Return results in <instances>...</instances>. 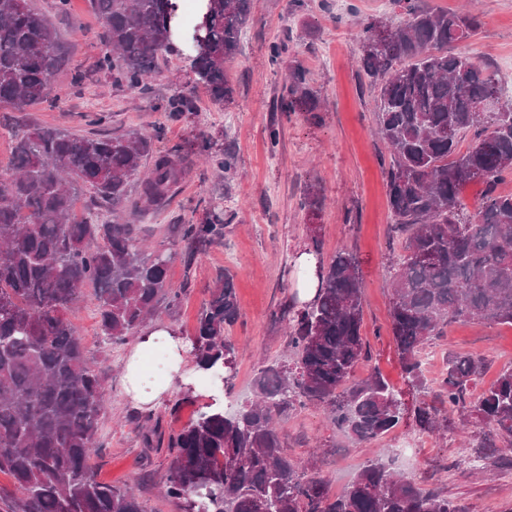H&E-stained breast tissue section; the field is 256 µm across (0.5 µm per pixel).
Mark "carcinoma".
<instances>
[{
    "mask_svg": "<svg viewBox=\"0 0 512 512\" xmlns=\"http://www.w3.org/2000/svg\"><path fill=\"white\" fill-rule=\"evenodd\" d=\"M102 21L99 68L112 84H145L171 45L177 0H91ZM405 15L393 38L372 45L375 21L360 35V68L376 91L378 135L390 162L387 195L394 229L404 236L388 283L391 332L399 364L420 400L416 426L427 434L460 431L448 417L475 419L465 460L472 473L512 470V367L482 391L486 359L448 354L436 386L424 376L426 346L456 322L512 327V194L499 185L512 174V99L497 74L452 47L476 34L483 14L425 9L394 0ZM250 0H207L187 36L198 81L220 104L233 94L224 62L238 52ZM69 56L49 20L31 0H0V103L22 109L51 98ZM497 98L496 112L478 106ZM283 112H319L307 70L289 69ZM12 157L0 169V473L17 495L4 512H147L131 489L96 480L90 459L99 448L106 410L101 370L89 358L70 318L82 289L94 288L99 335L127 343L163 304L171 254L151 250L137 225L121 218L167 204L186 174L179 157L156 154L153 135L138 130L101 135L53 127L7 129ZM207 161L230 174L229 151ZM138 193L130 199V186ZM483 190L471 211L463 192ZM91 191L83 221L72 216L75 194ZM224 239V218L181 224L172 245L191 270L201 247ZM317 298L285 304L286 365L262 364L252 398L232 413L207 410L179 431L160 436L170 464L162 481L174 512H466L444 493L395 471L388 449L363 466L339 493L329 480L285 451L277 422L315 404L330 424L357 442L378 441L407 412L403 393L378 370L358 382L354 367L369 358L362 334L363 276L346 250L320 264ZM239 316L233 280L209 289L190 338L196 364L235 376L234 346L224 333Z\"/></svg>",
    "mask_w": 512,
    "mask_h": 512,
    "instance_id": "1",
    "label": "carcinoma"
}]
</instances>
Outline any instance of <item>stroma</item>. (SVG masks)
Instances as JSON below:
<instances>
[{
    "instance_id": "obj_1",
    "label": "stroma",
    "mask_w": 512,
    "mask_h": 512,
    "mask_svg": "<svg viewBox=\"0 0 512 512\" xmlns=\"http://www.w3.org/2000/svg\"><path fill=\"white\" fill-rule=\"evenodd\" d=\"M65 42L70 66L54 80L56 99L23 110L0 104V165L11 157L8 127L41 123L76 133L131 129L158 131L156 151L177 153L191 166L174 196L159 212L138 217L151 244L168 245L178 225L199 223L208 211L224 214V239L201 249L193 275H186L181 256L169 263L171 288L179 302L164 309L160 320L182 337L195 333L208 288L231 274L239 303V317L226 335L235 346L236 376L224 402L239 405L251 396L252 380L261 360H287L285 323L281 305L300 286L297 253L311 245L309 214L304 206L308 186H318L325 198L317 222L322 257L339 250L353 253L361 264L363 333L372 359L357 364L354 380L379 369L395 388L404 379L390 333L391 262L402 251V237L392 229L386 194L388 151L375 134L374 92L359 70V33L367 19L386 18L398 25L403 16L392 0H251V18L239 52L225 65L234 88L233 100L216 104L198 83L186 50H168L158 59L156 74L136 90L114 86L97 66L103 47L100 19L89 0H73L59 12L56 0H32ZM485 16L480 33L460 48L477 65H491L502 80L512 79V0H477ZM285 45L279 63L269 59V47ZM309 71L322 110L282 112L276 107L289 67ZM190 96L193 111L180 119L167 112L171 98ZM279 131L271 143L270 128ZM215 148L231 147L236 169L219 176L200 163L202 138ZM72 319L79 327L90 357L99 364L109 398L102 420L101 448L92 459L101 482L135 487L147 512H172L158 492L169 457L149 447L142 421L152 420L162 434L180 430L210 402L200 378L191 386L174 380L160 405L146 410L125 392L122 366L129 346L111 348L97 334L95 307L79 301ZM437 354L428 380L440 379L449 353H480L489 361L486 381L512 366V327L480 322L453 324L445 337L432 344ZM290 456L306 460L319 449L317 469L341 490L362 465L375 457L374 445L360 444L336 431L322 408L308 406L291 412L281 423ZM386 448H404L397 470L425 488H438L448 497L472 506L474 512H512V483L482 479L469 470L451 469L453 460L470 455L459 436L439 439L414 432L402 423L382 441Z\"/></svg>"
}]
</instances>
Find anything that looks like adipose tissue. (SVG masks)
<instances>
[{
  "mask_svg": "<svg viewBox=\"0 0 512 512\" xmlns=\"http://www.w3.org/2000/svg\"><path fill=\"white\" fill-rule=\"evenodd\" d=\"M189 351V342L171 326H145L123 365V379L131 398L147 408L156 406L169 390L174 375L193 369Z\"/></svg>",
  "mask_w": 512,
  "mask_h": 512,
  "instance_id": "ef3b65f1",
  "label": "adipose tissue"
}]
</instances>
